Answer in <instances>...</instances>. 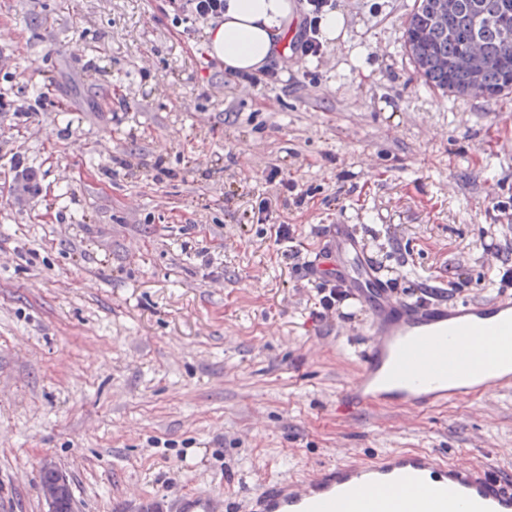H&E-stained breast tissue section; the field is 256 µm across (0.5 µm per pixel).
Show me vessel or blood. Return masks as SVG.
I'll list each match as a JSON object with an SVG mask.
<instances>
[{
  "label": "vessel or blood",
  "mask_w": 512,
  "mask_h": 512,
  "mask_svg": "<svg viewBox=\"0 0 512 512\" xmlns=\"http://www.w3.org/2000/svg\"><path fill=\"white\" fill-rule=\"evenodd\" d=\"M332 247L320 264L329 282L370 321L358 373L338 404L432 410L448 401L512 386V356L473 368L475 346H512V295L451 303L410 300L393 291L349 224H326ZM224 501L194 495L179 512H223ZM247 512H512V471L460 465L434 453L399 449L353 456L304 477L271 479L247 497Z\"/></svg>",
  "instance_id": "vessel-or-blood-1"
}]
</instances>
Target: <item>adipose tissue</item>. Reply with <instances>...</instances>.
Wrapping results in <instances>:
<instances>
[{"instance_id":"ef3b65f1","label":"adipose tissue","mask_w":512,"mask_h":512,"mask_svg":"<svg viewBox=\"0 0 512 512\" xmlns=\"http://www.w3.org/2000/svg\"><path fill=\"white\" fill-rule=\"evenodd\" d=\"M292 13L289 0H224V16L210 30L211 55L230 73L265 68L282 48Z\"/></svg>"}]
</instances>
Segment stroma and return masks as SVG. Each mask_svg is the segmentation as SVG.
Returning <instances> with one entry per match:
<instances>
[{
	"label": "stroma",
	"instance_id": "1",
	"mask_svg": "<svg viewBox=\"0 0 512 512\" xmlns=\"http://www.w3.org/2000/svg\"><path fill=\"white\" fill-rule=\"evenodd\" d=\"M415 2L334 0L344 38L258 89L211 57L210 22L174 27L189 0H0V96L27 108L0 115V512H46L47 464L74 512H242L351 452L512 469V389L338 413L369 319H318L301 267L350 224L401 296L512 294V94L422 85ZM266 199L292 241L258 224ZM179 512H222L224 500L210 495H192L182 501Z\"/></svg>",
	"mask_w": 512,
	"mask_h": 512
}]
</instances>
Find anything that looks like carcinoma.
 <instances>
[{"label":"carcinoma","mask_w":512,"mask_h":512,"mask_svg":"<svg viewBox=\"0 0 512 512\" xmlns=\"http://www.w3.org/2000/svg\"><path fill=\"white\" fill-rule=\"evenodd\" d=\"M512 0H418L405 50L424 84L455 96L498 100L512 90Z\"/></svg>","instance_id":"obj_1"}]
</instances>
